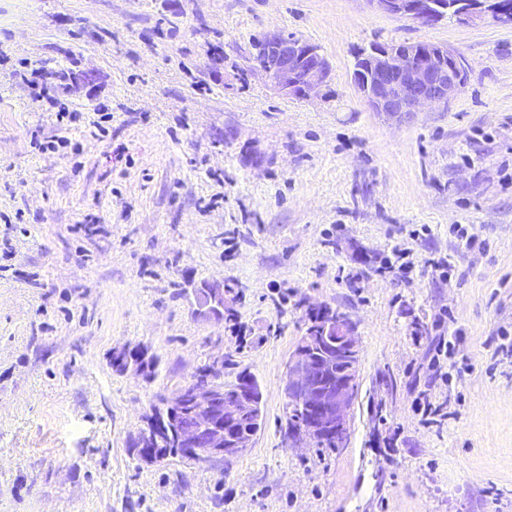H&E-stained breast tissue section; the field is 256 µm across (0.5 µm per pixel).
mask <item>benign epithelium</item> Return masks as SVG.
Returning a JSON list of instances; mask_svg holds the SVG:
<instances>
[{
  "label": "benign epithelium",
  "mask_w": 512,
  "mask_h": 512,
  "mask_svg": "<svg viewBox=\"0 0 512 512\" xmlns=\"http://www.w3.org/2000/svg\"><path fill=\"white\" fill-rule=\"evenodd\" d=\"M377 9L423 26H433L453 14L463 24L496 22L512 27L509 0H367ZM258 68L282 93L306 97L324 86L331 74L320 50L302 39L268 33L258 50ZM468 65L448 47L425 42L378 43L354 56L352 78L361 97L375 112L399 117L416 112L426 103L447 102L455 97L467 78ZM198 302L206 313L224 317V286H207L198 291ZM361 346L356 326L342 314L329 312L322 327L302 336L291 352L285 381L288 400L305 407L306 421L289 431L288 440L302 447L323 436L336 441L346 438L350 414L359 392ZM113 370L149 377L154 369L147 354L123 349L113 353ZM224 357L211 361V376L192 381L171 396L157 398L160 412L152 413L141 437L145 448L142 461L166 460L160 449L162 435L178 432V443L188 460L206 466L217 459L229 460L236 450L248 447V438L222 422L224 413L241 417L255 405L254 388L248 379L240 383L237 401L224 410V391L214 374L223 371ZM185 415L189 427H179Z\"/></svg>",
  "instance_id": "1"
}]
</instances>
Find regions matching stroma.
Returning a JSON list of instances; mask_svg holds the SVG:
<instances>
[{"instance_id":"1","label":"stroma","mask_w":512,"mask_h":512,"mask_svg":"<svg viewBox=\"0 0 512 512\" xmlns=\"http://www.w3.org/2000/svg\"><path fill=\"white\" fill-rule=\"evenodd\" d=\"M271 31L317 46L327 86L278 91L253 59ZM400 41L461 54L464 88L373 112L354 56ZM25 62L64 76L68 129L33 104ZM60 135L72 148L37 149ZM398 245L407 278L387 265ZM220 282L230 322L198 312L195 289ZM321 306L362 347L335 450L284 436L288 358ZM457 330L467 369L446 382L431 358ZM505 331L511 28L427 27L367 0H0V512H512ZM123 348L154 356L155 376L115 372ZM219 355L225 381L247 369L263 391L250 449L139 461L156 395ZM424 390L447 419L421 421Z\"/></svg>"}]
</instances>
